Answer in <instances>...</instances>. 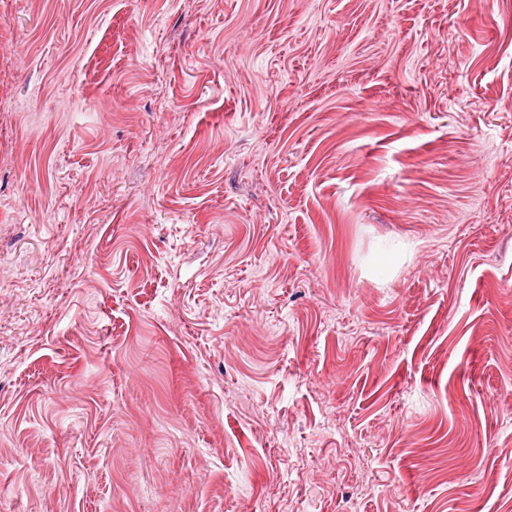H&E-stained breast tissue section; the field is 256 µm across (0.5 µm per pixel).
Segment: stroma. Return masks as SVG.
I'll return each mask as SVG.
<instances>
[{
	"label": "stroma",
	"instance_id": "35a3bbf8",
	"mask_svg": "<svg viewBox=\"0 0 512 512\" xmlns=\"http://www.w3.org/2000/svg\"><path fill=\"white\" fill-rule=\"evenodd\" d=\"M512 0H0V512H512Z\"/></svg>",
	"mask_w": 512,
	"mask_h": 512
}]
</instances>
